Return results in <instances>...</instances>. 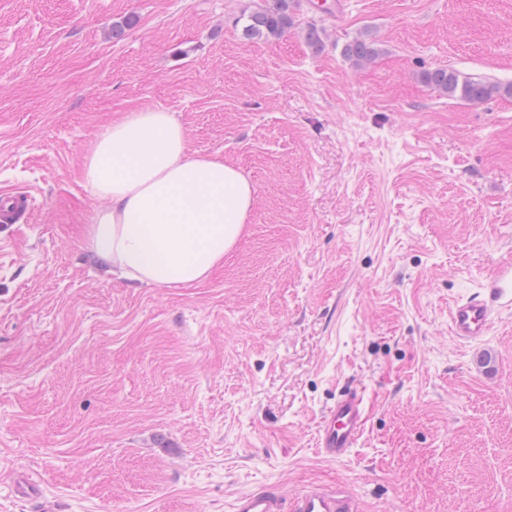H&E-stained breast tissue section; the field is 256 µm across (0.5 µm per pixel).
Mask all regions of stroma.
I'll use <instances>...</instances> for the list:
<instances>
[{"label": "stroma", "mask_w": 512, "mask_h": 512, "mask_svg": "<svg viewBox=\"0 0 512 512\" xmlns=\"http://www.w3.org/2000/svg\"><path fill=\"white\" fill-rule=\"evenodd\" d=\"M251 3L0 0V191L38 200L0 223V512H231L336 482L363 512H512V311L477 342L448 327L512 259V97L421 79L512 84V0H297L287 32L247 41ZM360 35L379 48L363 67L341 55ZM148 107L255 189L192 288L86 246L104 202L85 151ZM349 388L366 429L329 462L318 426ZM421 78L426 85L442 95L473 103H481L495 96H512V85L461 76L457 71L450 69H428L422 72Z\"/></svg>", "instance_id": "stroma-1"}]
</instances>
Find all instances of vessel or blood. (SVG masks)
I'll list each match as a JSON object with an SVG mask.
<instances>
[{
  "label": "vessel or blood",
  "mask_w": 512,
  "mask_h": 512,
  "mask_svg": "<svg viewBox=\"0 0 512 512\" xmlns=\"http://www.w3.org/2000/svg\"><path fill=\"white\" fill-rule=\"evenodd\" d=\"M34 206L26 191L0 194V217L14 220ZM512 311V262L500 265L479 291L457 301L449 314L451 336L462 341H478L488 335L494 314ZM364 396L346 390L329 407L320 422L317 446L324 458L340 462L348 457L364 432ZM232 512H362L359 499L344 485H312L283 501L274 492L259 491L238 496Z\"/></svg>",
  "instance_id": "obj_1"
}]
</instances>
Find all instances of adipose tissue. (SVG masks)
<instances>
[{
  "label": "adipose tissue",
  "mask_w": 512,
  "mask_h": 512,
  "mask_svg": "<svg viewBox=\"0 0 512 512\" xmlns=\"http://www.w3.org/2000/svg\"><path fill=\"white\" fill-rule=\"evenodd\" d=\"M83 186L104 199L87 229L102 266L158 287L206 280L241 240L255 190L237 167L190 151L175 113L140 109L88 146Z\"/></svg>",
  "instance_id": "adipose-tissue-1"
}]
</instances>
